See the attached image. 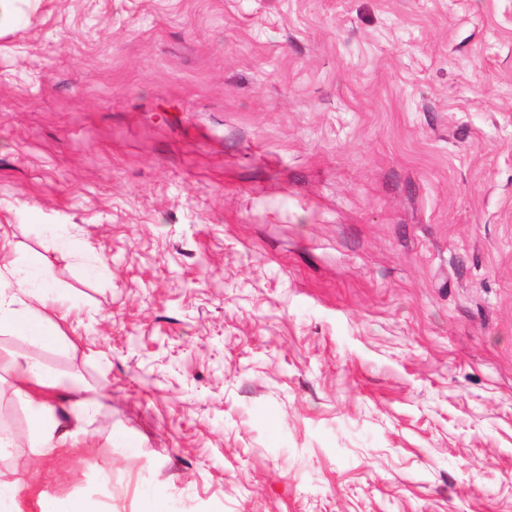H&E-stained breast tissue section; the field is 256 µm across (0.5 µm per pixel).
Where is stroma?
Returning <instances> with one entry per match:
<instances>
[{
    "instance_id": "stroma-1",
    "label": "stroma",
    "mask_w": 512,
    "mask_h": 512,
    "mask_svg": "<svg viewBox=\"0 0 512 512\" xmlns=\"http://www.w3.org/2000/svg\"><path fill=\"white\" fill-rule=\"evenodd\" d=\"M0 5V512H512V0ZM49 293L35 263L20 261L0 267V332L5 328L36 342H52L56 333L33 315V308L25 300L44 304ZM15 367L27 382L40 387L55 385L54 378L39 365L15 361ZM19 393L32 405L33 425L37 428L39 438V453L41 456H50L58 448L62 447L70 431L65 430L58 432V422L45 411L41 404L38 403L27 391L19 389ZM58 433V435H57Z\"/></svg>"
}]
</instances>
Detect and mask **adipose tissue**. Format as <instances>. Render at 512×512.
I'll return each mask as SVG.
<instances>
[{
	"mask_svg": "<svg viewBox=\"0 0 512 512\" xmlns=\"http://www.w3.org/2000/svg\"><path fill=\"white\" fill-rule=\"evenodd\" d=\"M49 289L35 263L20 261L0 267V330L5 329L42 343L52 342L54 331L34 314L33 303H45Z\"/></svg>",
	"mask_w": 512,
	"mask_h": 512,
	"instance_id": "1",
	"label": "adipose tissue"
}]
</instances>
